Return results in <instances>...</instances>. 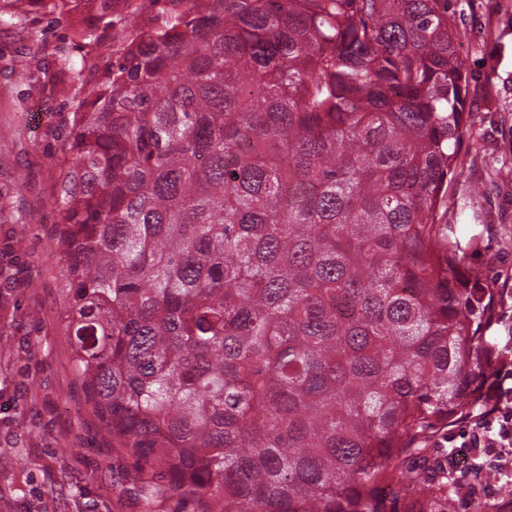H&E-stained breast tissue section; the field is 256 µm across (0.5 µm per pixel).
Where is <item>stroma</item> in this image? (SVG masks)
Wrapping results in <instances>:
<instances>
[{"label":"stroma","instance_id":"stroma-1","mask_svg":"<svg viewBox=\"0 0 512 512\" xmlns=\"http://www.w3.org/2000/svg\"><path fill=\"white\" fill-rule=\"evenodd\" d=\"M98 0H0V512H206L203 501L148 498L134 459L113 448L78 380L64 330L55 204L78 104L122 43L160 26L164 7ZM470 89L460 164L442 217L468 269L502 308L512 289V0H451ZM459 425L441 430L429 461L458 457ZM457 512H494L512 470L477 483Z\"/></svg>","mask_w":512,"mask_h":512}]
</instances>
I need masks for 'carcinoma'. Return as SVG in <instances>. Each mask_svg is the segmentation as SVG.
<instances>
[{"mask_svg": "<svg viewBox=\"0 0 512 512\" xmlns=\"http://www.w3.org/2000/svg\"><path fill=\"white\" fill-rule=\"evenodd\" d=\"M73 115L72 362L209 512H454L405 460L480 409L494 316L438 227L467 94L448 0H175Z\"/></svg>", "mask_w": 512, "mask_h": 512, "instance_id": "cac0c4a2", "label": "carcinoma"}]
</instances>
